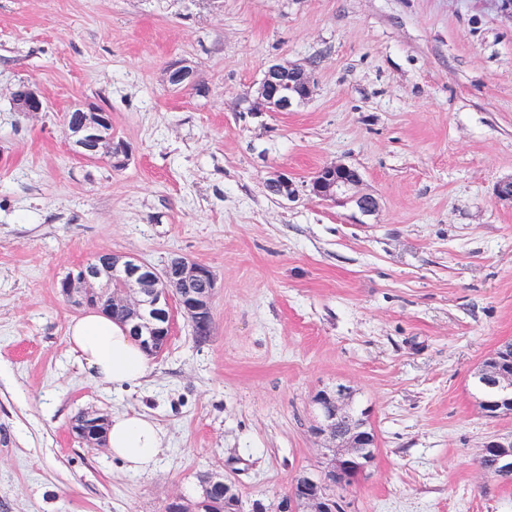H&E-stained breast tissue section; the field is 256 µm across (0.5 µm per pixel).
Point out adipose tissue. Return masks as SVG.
<instances>
[{
	"label": "adipose tissue",
	"instance_id": "ef3b65f1",
	"mask_svg": "<svg viewBox=\"0 0 512 512\" xmlns=\"http://www.w3.org/2000/svg\"><path fill=\"white\" fill-rule=\"evenodd\" d=\"M66 344L78 362L99 384L120 389L137 384L151 372L152 357L130 327L105 314L89 310L72 319ZM166 450V436L151 417L139 413L114 415L108 430V451L126 471L155 470Z\"/></svg>",
	"mask_w": 512,
	"mask_h": 512
}]
</instances>
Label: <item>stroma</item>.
Returning a JSON list of instances; mask_svg holds the SVG:
<instances>
[{
    "mask_svg": "<svg viewBox=\"0 0 512 512\" xmlns=\"http://www.w3.org/2000/svg\"><path fill=\"white\" fill-rule=\"evenodd\" d=\"M317 68L310 103L254 112L267 65ZM198 88L167 81L172 63ZM28 84L47 108L14 111ZM94 103L132 157L72 151ZM360 168L380 209L309 192ZM287 175L294 193L267 184ZM512 11L502 0H0V512H163L216 470L243 498L316 464L308 401L343 383L371 408L374 466L345 512H512L479 466L473 375L512 340ZM209 267V339L175 315L141 385L96 384L65 343L58 281L102 253ZM138 412L168 449L132 475L70 434Z\"/></svg>",
    "mask_w": 512,
    "mask_h": 512,
    "instance_id": "obj_1",
    "label": "stroma"
}]
</instances>
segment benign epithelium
Listing matches in <instances>:
<instances>
[{
    "label": "benign epithelium",
    "instance_id": "benign-epithelium-1",
    "mask_svg": "<svg viewBox=\"0 0 512 512\" xmlns=\"http://www.w3.org/2000/svg\"><path fill=\"white\" fill-rule=\"evenodd\" d=\"M168 81L177 87L197 86L195 70L185 62L170 66ZM316 85L313 65L274 61L257 83L251 111L292 112L313 97ZM13 105L17 111L27 114L44 110L40 92L29 85L15 91ZM80 112L87 118L65 128L72 150L84 159L104 153L112 157L113 164L125 165L129 147L112 137L110 113L93 105ZM310 192L315 198L336 206L350 205L364 216H372L380 209L379 198L363 188L362 174L352 164L339 162L321 167L312 176ZM175 281L184 284L199 281L203 288L178 297L171 289ZM214 288L211 270L183 257L171 258L158 270L133 253H114L110 260L96 257L77 268L60 281L59 293L78 309L90 306L106 312L117 305L123 307L134 322L133 334L157 356L169 343L175 306L192 326L201 330V335L211 334ZM348 393V386L338 384L317 391L311 399L312 432L322 440L323 470L302 474L275 505L260 499L252 501L249 512H343L333 487L338 483H357L372 467L378 453L376 437L349 412ZM106 422L105 416L85 411L80 422L71 426V432L86 447L103 449ZM490 452L498 457L505 470L512 471V434L486 438L480 456Z\"/></svg>",
    "mask_w": 512,
    "mask_h": 512
}]
</instances>
